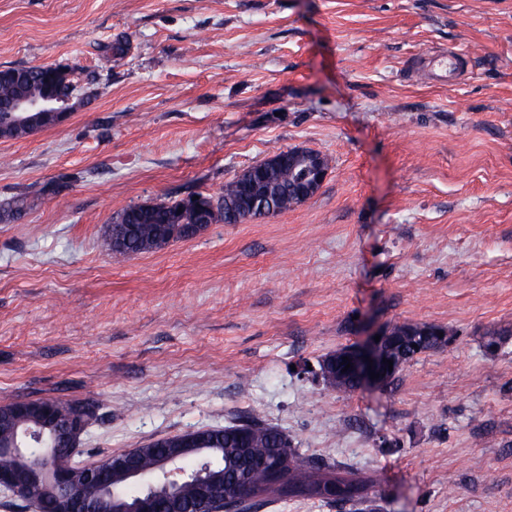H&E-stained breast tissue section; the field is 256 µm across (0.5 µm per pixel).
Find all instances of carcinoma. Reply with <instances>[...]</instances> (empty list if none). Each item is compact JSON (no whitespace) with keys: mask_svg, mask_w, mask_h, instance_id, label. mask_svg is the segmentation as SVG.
Segmentation results:
<instances>
[{"mask_svg":"<svg viewBox=\"0 0 512 512\" xmlns=\"http://www.w3.org/2000/svg\"><path fill=\"white\" fill-rule=\"evenodd\" d=\"M124 43L116 41L104 47L99 57L100 66L112 67V59L123 55ZM25 91L34 97L46 94L65 95L73 91L70 71L51 65H32L0 70V106L10 103L20 92ZM306 164L299 161L276 172L272 176V187L266 201L274 205V210H255L250 218L272 216L290 208L295 199L294 189L305 177ZM246 204L243 186L233 178L224 183V188L208 197L207 206L211 209V223L224 222L239 224L237 214ZM181 202L162 200L150 205L145 211L142 206H130L112 218L107 226L99 247L106 253L141 254L161 249L172 242L194 238L193 224L197 223L194 213L185 210L178 212ZM391 335L406 337L408 341L392 343L387 354L397 363V369L384 382L390 386L397 379L405 364L416 355L442 348L438 335H448L446 329L432 324H394ZM59 405L69 410L81 407L86 410L87 420L95 422L105 404L97 399L61 401ZM13 403L0 405V443L20 436L23 427L13 416ZM183 434L162 437L150 441L136 449L137 465L147 474L154 472L157 457L177 447ZM203 454L213 473H221L224 482L238 481L242 473H247L255 488L254 495L248 498H230L224 503V512H255L262 503L261 497L270 493L279 496H305L318 498L325 503L350 505L352 512H376L368 506L371 497L367 496L366 485L341 474L342 466L332 459L312 460L278 427L254 416L242 423L216 426L200 434ZM282 466L281 474L272 479L268 469L272 465ZM138 488H128L120 479L111 485V494L96 498L97 512H112V495L136 496ZM180 497V512H201L198 489L195 479L188 478L176 489ZM19 497L38 506L42 512H54L53 502L45 497L42 486L31 483L22 488Z\"/></svg>","mask_w":512,"mask_h":512,"instance_id":"obj_1","label":"carcinoma"}]
</instances>
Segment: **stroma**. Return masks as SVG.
<instances>
[{
    "mask_svg": "<svg viewBox=\"0 0 512 512\" xmlns=\"http://www.w3.org/2000/svg\"><path fill=\"white\" fill-rule=\"evenodd\" d=\"M29 65L75 90L0 138V405L110 402L79 465L256 415L370 477L379 512H512V0H0V70ZM291 148L328 162L308 201L100 250L123 209ZM395 323L448 345L388 387L323 384Z\"/></svg>",
    "mask_w": 512,
    "mask_h": 512,
    "instance_id": "35a3bbf8",
    "label": "stroma"
}]
</instances>
